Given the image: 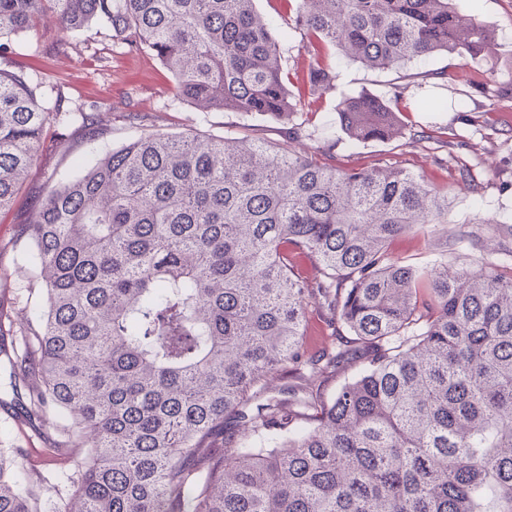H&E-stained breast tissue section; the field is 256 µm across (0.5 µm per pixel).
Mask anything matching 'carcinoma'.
I'll list each match as a JSON object with an SVG mask.
<instances>
[{
  "label": "carcinoma",
  "instance_id": "obj_1",
  "mask_svg": "<svg viewBox=\"0 0 512 512\" xmlns=\"http://www.w3.org/2000/svg\"><path fill=\"white\" fill-rule=\"evenodd\" d=\"M309 54L290 76L255 0H0V59L56 14L102 22L203 109L270 116L302 136L293 83L336 90L333 50L371 70L476 59L495 34L455 0H283ZM0 68V212L36 160L49 108ZM341 99L355 143L403 139L399 101ZM448 223V193L400 169H349L245 134L136 133L55 186L23 235L30 282L19 405L87 465L59 512H512V273L388 244ZM336 349L303 359L308 300ZM358 365L304 410L299 385ZM0 512H38L0 454Z\"/></svg>",
  "mask_w": 512,
  "mask_h": 512
}]
</instances>
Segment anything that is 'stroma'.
Instances as JSON below:
<instances>
[{
    "label": "stroma",
    "instance_id": "35a3bbf8",
    "mask_svg": "<svg viewBox=\"0 0 512 512\" xmlns=\"http://www.w3.org/2000/svg\"><path fill=\"white\" fill-rule=\"evenodd\" d=\"M464 13H475L493 28L497 40L488 56L474 60L464 54H438L410 64L409 72L426 70L447 74V85L427 80L409 85L403 103L411 108L414 129L431 131L426 141L352 143L336 121L335 106L342 96L367 94L390 98L400 82L396 70L375 71L331 57L338 72L336 91L301 114L305 133L288 142L284 126L260 115L220 110L202 111L176 94L172 75L148 51H131L113 39L103 26L79 34L62 35L63 47L46 51L42 42L23 34L15 39L10 67L40 83L48 102L64 98L67 106L108 116L97 142L76 124L59 132L48 124L44 143L29 177L11 208L0 213V266L11 269L0 279V318L14 320L27 302L41 301V293L28 286L22 265L27 249L21 231L42 207L51 181L76 176L78 163L104 148L124 144L132 130L124 120L135 112L145 118L143 133L179 136L199 133L221 136L247 133L274 146L289 145L305 153L332 142L338 165L365 168L374 165L410 170L427 183L447 190L448 221L421 234H405L389 245L393 256L412 263L429 260L432 252H445L449 261L492 262L512 265V0H455ZM257 10L268 18L289 66L307 62L300 36L288 25L283 0H256ZM430 97L451 101L445 112H421L417 105ZM468 178H461V167ZM0 353V453L33 480L40 512H54L68 501L82 471L78 450L65 447V437L44 417L17 405L10 384L14 353L12 337H5Z\"/></svg>",
    "mask_w": 512,
    "mask_h": 512
}]
</instances>
